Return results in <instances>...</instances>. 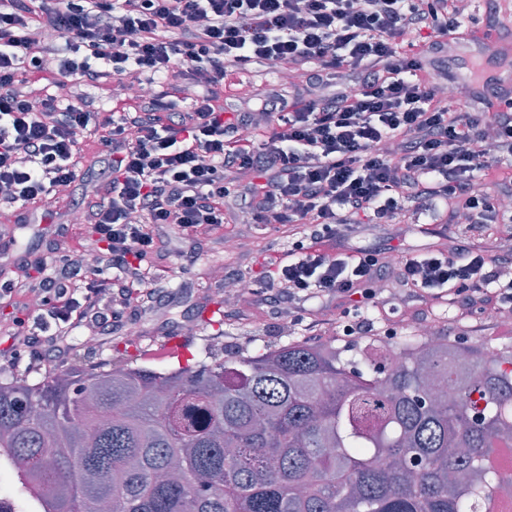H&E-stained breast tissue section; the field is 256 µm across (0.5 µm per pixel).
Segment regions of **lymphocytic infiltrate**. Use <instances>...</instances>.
I'll use <instances>...</instances> for the list:
<instances>
[{"label":"lymphocytic infiltrate","instance_id":"1","mask_svg":"<svg viewBox=\"0 0 512 512\" xmlns=\"http://www.w3.org/2000/svg\"><path fill=\"white\" fill-rule=\"evenodd\" d=\"M463 0H0V200L25 221L65 197L82 211L31 274L0 295L36 300L53 323L52 362L69 331L139 320L170 278L155 230L223 238L248 214L289 243L252 293L312 336L315 299L353 302L341 336H369V309L404 299L445 304L463 320L512 310L505 259L461 248L349 247L370 224H406L432 202L474 238L512 234V92H448L438 62L470 34ZM288 68L297 84L245 91L243 72ZM148 87L109 108L70 95L78 84ZM490 149H482L483 141ZM89 193H80L83 184ZM97 240L87 266L81 240Z\"/></svg>","mask_w":512,"mask_h":512}]
</instances>
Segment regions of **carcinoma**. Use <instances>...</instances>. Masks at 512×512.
I'll list each match as a JSON object with an SVG mask.
<instances>
[{"instance_id":"1","label":"carcinoma","mask_w":512,"mask_h":512,"mask_svg":"<svg viewBox=\"0 0 512 512\" xmlns=\"http://www.w3.org/2000/svg\"><path fill=\"white\" fill-rule=\"evenodd\" d=\"M392 351L383 371L366 356ZM0 442L54 512H482L512 443V346L291 339L174 372L108 358L0 381Z\"/></svg>"}]
</instances>
